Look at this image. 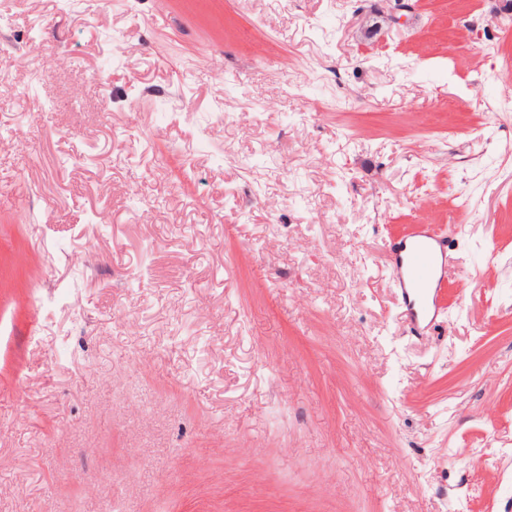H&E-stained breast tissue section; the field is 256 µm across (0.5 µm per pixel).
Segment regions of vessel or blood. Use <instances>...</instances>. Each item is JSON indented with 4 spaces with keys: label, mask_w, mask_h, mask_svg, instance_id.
<instances>
[{
    "label": "vessel or blood",
    "mask_w": 512,
    "mask_h": 512,
    "mask_svg": "<svg viewBox=\"0 0 512 512\" xmlns=\"http://www.w3.org/2000/svg\"><path fill=\"white\" fill-rule=\"evenodd\" d=\"M389 261L392 284L403 319L417 333L436 324L441 291L448 279V236L432 225L419 224L393 242Z\"/></svg>",
    "instance_id": "b4317fda"
}]
</instances>
